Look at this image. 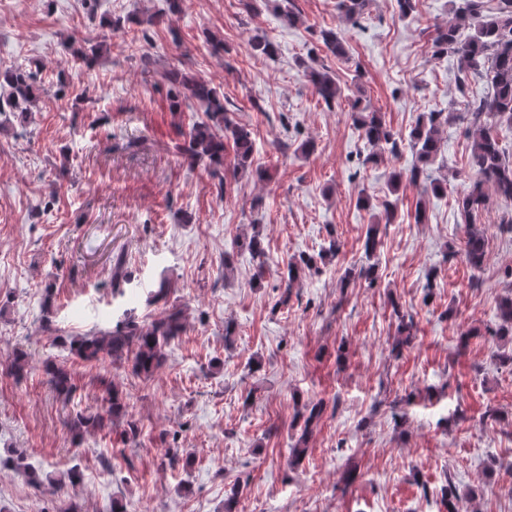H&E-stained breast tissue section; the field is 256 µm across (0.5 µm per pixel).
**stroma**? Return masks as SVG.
Masks as SVG:
<instances>
[{
  "label": "stroma",
  "instance_id": "1",
  "mask_svg": "<svg viewBox=\"0 0 512 512\" xmlns=\"http://www.w3.org/2000/svg\"><path fill=\"white\" fill-rule=\"evenodd\" d=\"M165 7L0 0V69L31 71L39 88L26 114L0 116V455L17 450L53 475L75 465L84 474L80 488L57 493L0 468V507L223 512L236 489L240 512H512V366L499 360L512 336L495 333L496 306L512 296V233L500 228L512 203L487 190L476 219L485 259L471 268L457 199L473 174V137L459 114L492 87L472 79L459 91L457 54L433 51L437 28L455 19L451 0H415L405 19L396 0H368L355 24L337 0H184L175 15ZM288 9L295 23L282 19ZM116 16L131 18L128 32L101 41ZM324 30L344 55L325 47ZM258 33L278 45L276 57L253 55ZM90 49L88 66L79 53ZM175 67L223 92L233 120L253 132L266 180L242 175L221 194L204 165L179 154L203 108L190 100L171 110L164 75ZM310 68L336 78L334 106L318 97ZM358 106L402 136L422 113L452 112L418 181L405 144L361 164L369 149ZM305 140L314 152L300 151ZM398 172L397 211L385 224L381 203ZM433 181L443 193L429 191ZM372 226L380 245L370 287L345 274L365 265ZM255 229L267 253L260 279L235 247ZM331 235L336 258L276 307L288 263ZM118 258L129 278L121 296L112 291ZM164 279L187 327L150 379L81 362L60 344L111 328L128 308L153 321L163 307L146 296ZM397 305L413 317L410 337L398 331ZM17 351L29 359L20 379L7 373ZM48 358L73 373L71 401L48 385ZM104 379L127 392L144 429L138 442H121L120 421L81 438L65 427L76 411L102 410ZM319 399L324 418L306 454L292 457L294 413ZM173 447L190 471L170 467Z\"/></svg>",
  "mask_w": 512,
  "mask_h": 512
}]
</instances>
